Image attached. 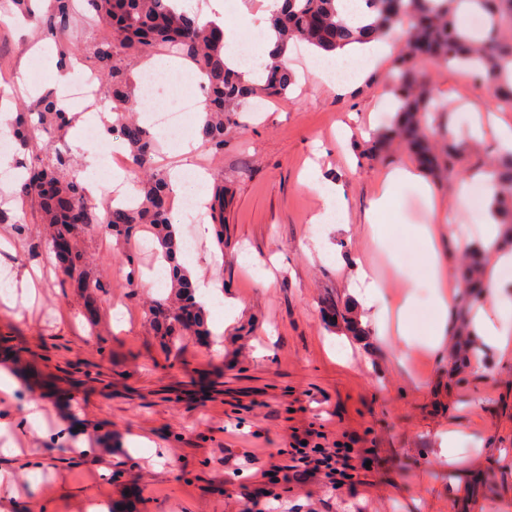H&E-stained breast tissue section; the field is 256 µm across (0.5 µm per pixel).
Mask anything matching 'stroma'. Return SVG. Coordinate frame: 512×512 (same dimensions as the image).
<instances>
[{
  "label": "stroma",
  "instance_id": "1",
  "mask_svg": "<svg viewBox=\"0 0 512 512\" xmlns=\"http://www.w3.org/2000/svg\"><path fill=\"white\" fill-rule=\"evenodd\" d=\"M31 25L0 11V101L14 111L12 82L27 68L39 90L56 66ZM296 85L288 100L269 101L243 113L240 132L229 134L223 153L199 141L196 115L189 136L194 157L176 143L159 141L157 167L209 165L207 191L223 186L224 221L214 237L188 250L197 273L216 280L221 297L207 311L217 342L186 336L175 350L163 346L148 308L156 296L143 284L159 264L150 226L128 240L88 230L79 237L88 276L108 283V294H89L45 267L47 233L35 210L23 229L0 224L27 264L42 266L34 299L0 303V371L18 383L0 393V422L15 425L14 440L42 456L39 478L17 457L0 454L12 486L0 489V512H86L112 505L138 489L133 512H241L255 468L250 457L292 448L310 439L323 448L371 451L373 467L349 485L317 480L288 486V512H512V360L485 354L482 363L458 367L421 346L393 337L347 340L327 326L326 304L345 306L353 272L338 254L361 256L388 283L386 297L401 293L399 271L423 270V259L399 240L379 247L363 224V211L385 171L413 157L395 149L360 159L387 122L391 97L379 71L343 92L308 78L312 48L290 52ZM424 71L435 95L449 102L444 120L462 147L436 191L455 224L460 247L481 235L483 203L460 202L457 188L486 170L499 149L492 123L512 121V107L492 99L488 85L466 72L428 62ZM352 135L338 143L336 132ZM334 180L347 190L345 226L312 224L320 208L310 179ZM321 240L325 256L306 254L301 243ZM253 264L242 263V253ZM240 301L232 322L224 305ZM48 404L45 431L18 430L23 407ZM461 426L466 463L448 468L441 437ZM135 436L156 444V459L131 448Z\"/></svg>",
  "mask_w": 512,
  "mask_h": 512
}]
</instances>
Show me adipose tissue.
I'll list each match as a JSON object with an SVG mask.
<instances>
[{
	"label": "adipose tissue",
	"instance_id": "adipose-tissue-1",
	"mask_svg": "<svg viewBox=\"0 0 512 512\" xmlns=\"http://www.w3.org/2000/svg\"><path fill=\"white\" fill-rule=\"evenodd\" d=\"M406 184L412 185L424 198L430 214L429 223L413 225L408 240L409 245L423 256L426 269L421 274L403 270V292L398 306L393 307L373 270L361 260H351L354 275L348 286V303L360 323L371 324L377 335H385L391 328L405 343L422 336L428 348L439 354L446 338L453 334L457 321L453 283L446 274L456 243L438 226L441 214L433 186L413 168L399 165L390 168L364 211L363 222L372 241L385 245L392 236V226L387 219L398 189ZM476 187L481 189L485 204L480 244L492 254L494 263L484 277L485 287L472 311V326L485 349L508 358L512 356V248L500 243L503 227L498 224L491 208L494 187L488 174L475 173L472 182L461 186L460 197L468 198ZM423 289L429 292L432 318L422 326L415 320L414 312L421 303L419 292Z\"/></svg>",
	"mask_w": 512,
	"mask_h": 512
}]
</instances>
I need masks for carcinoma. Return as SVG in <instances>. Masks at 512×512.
Segmentation results:
<instances>
[{
    "label": "carcinoma",
    "instance_id": "obj_1",
    "mask_svg": "<svg viewBox=\"0 0 512 512\" xmlns=\"http://www.w3.org/2000/svg\"><path fill=\"white\" fill-rule=\"evenodd\" d=\"M85 18L93 23L86 48L74 40L77 30L75 0H47L44 13L32 8V0H4V8L27 17L52 38L59 65L70 70L83 59L98 76L115 118L107 133L130 152L133 168L143 174L136 185L137 203L98 204L86 185L70 174V156L43 140L46 131L60 132L74 117L52 93L41 95L32 109L20 112L11 122L13 138L31 151L24 174L17 178L13 197L30 206L49 225V248L61 264L63 276L82 288L106 292L100 280H87L83 253L75 241L80 229L101 226L112 236L133 237L148 224L169 265L173 296L155 305L150 314L166 323L164 335L171 346L192 333L209 335L206 311L194 298V288L178 261L179 239L173 228L169 176L154 166L155 140L149 127L140 124L134 83L128 60L148 61L156 53H173L190 61L204 75L206 121L201 128L204 142L216 153L224 152L225 137L241 127L249 100L285 99L295 82L293 72L279 55L295 42H305L325 52L379 36L397 34L404 47L393 58L389 87L400 103L392 125L374 137L363 157L373 159L394 144L405 146L433 179L443 180L454 168L458 145L448 129L432 141L428 128L443 115L444 104L433 94L422 65L432 61L466 69L471 78L493 79L491 94L501 106L512 105V0H469L485 15L480 29L458 18L463 0H362L357 15L343 0H283L270 17L277 37L276 50L261 67L259 80L250 82L224 60V27L202 22L198 16L179 12L171 0H83ZM495 188L493 205L498 223L505 226L502 243L512 245V153L499 157L488 170ZM212 223H224V189L215 191L210 204ZM463 288L458 313L460 335H470L468 320L477 288L484 277L485 252L472 247L468 260L459 264ZM342 319L347 334L359 335L352 309L331 310L329 322Z\"/></svg>",
    "mask_w": 512,
    "mask_h": 512
}]
</instances>
